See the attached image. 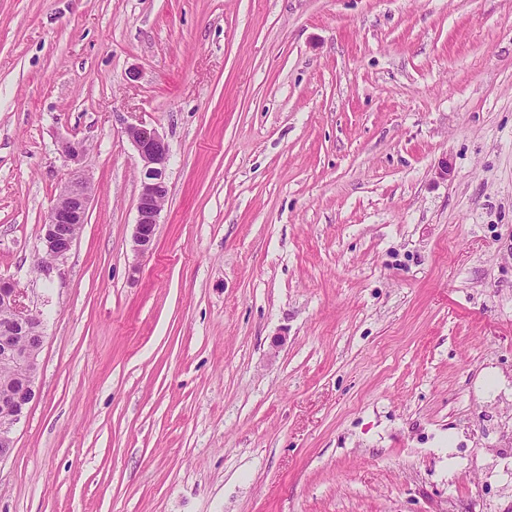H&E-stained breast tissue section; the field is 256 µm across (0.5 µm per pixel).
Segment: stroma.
<instances>
[{
    "instance_id": "obj_1",
    "label": "stroma",
    "mask_w": 512,
    "mask_h": 512,
    "mask_svg": "<svg viewBox=\"0 0 512 512\" xmlns=\"http://www.w3.org/2000/svg\"><path fill=\"white\" fill-rule=\"evenodd\" d=\"M0 276L45 334L0 512H512V0H0ZM125 134L141 164L132 250L137 257H144L153 249L160 214L169 195L167 169L170 149L154 127L130 124L125 128ZM59 144L61 153L75 168L70 180L61 187L42 227L40 252L48 261L64 259L75 246L80 228L86 223L94 189L90 177L79 167L85 144L73 139H62ZM47 260L42 263V269H49Z\"/></svg>"
}]
</instances>
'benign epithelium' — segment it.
Returning <instances> with one entry per match:
<instances>
[{
    "instance_id": "7a95c632",
    "label": "benign epithelium",
    "mask_w": 512,
    "mask_h": 512,
    "mask_svg": "<svg viewBox=\"0 0 512 512\" xmlns=\"http://www.w3.org/2000/svg\"><path fill=\"white\" fill-rule=\"evenodd\" d=\"M125 134L135 149L141 168L136 198V222L132 233V250L138 257L151 253L157 233L163 204L169 195L167 169L170 159L168 143L156 128L130 124ZM61 153L74 164L70 180L51 207L42 227L40 252L49 262L65 258L73 249L82 224L86 223L93 185L79 167L86 151L81 141L63 139ZM0 310L7 317L0 320V359L10 363L16 371L17 383L0 391V416L6 422L0 425V462L13 452L15 429L38 400L36 384L39 373V355L44 345V332L39 315L23 300V293L9 279L0 278Z\"/></svg>"
}]
</instances>
